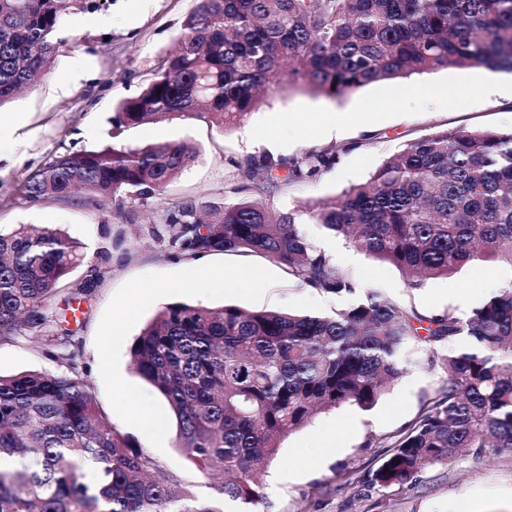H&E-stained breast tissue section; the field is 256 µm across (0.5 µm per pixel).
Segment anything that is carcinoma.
<instances>
[{
	"label": "carcinoma",
	"instance_id": "1",
	"mask_svg": "<svg viewBox=\"0 0 512 512\" xmlns=\"http://www.w3.org/2000/svg\"><path fill=\"white\" fill-rule=\"evenodd\" d=\"M61 2L0 0V107L44 76ZM472 67L512 71V0H198L177 50L140 95L118 103L112 138L159 115L236 125L278 75L336 98ZM199 155L185 142L67 153L29 178L27 196L149 199ZM335 157H248L235 164L234 198L172 205L147 233L169 259L257 254L334 294L355 293L356 282L306 238V217L401 269L409 288L477 261L512 266V129L432 131L308 211L274 207L281 189L317 177ZM84 259L50 228L0 233V339L40 340L49 304L86 292L67 283ZM53 335L65 371L0 376V512H224L227 499L256 506V478L280 441L317 411L372 408L401 378L410 345L433 352L460 343L442 359L448 390L389 444L370 483L413 485L464 448L512 449V279L466 319L375 293L333 316L166 307L132 344V362L175 414L186 457L202 475L224 477L210 500L112 425L78 370L74 331L58 324Z\"/></svg>",
	"mask_w": 512,
	"mask_h": 512
}]
</instances>
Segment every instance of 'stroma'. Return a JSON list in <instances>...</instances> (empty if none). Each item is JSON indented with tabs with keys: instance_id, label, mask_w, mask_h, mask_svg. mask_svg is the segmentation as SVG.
<instances>
[{
	"instance_id": "stroma-1",
	"label": "stroma",
	"mask_w": 512,
	"mask_h": 512,
	"mask_svg": "<svg viewBox=\"0 0 512 512\" xmlns=\"http://www.w3.org/2000/svg\"><path fill=\"white\" fill-rule=\"evenodd\" d=\"M197 4L109 0L93 12L71 7L62 12L55 32L57 51L44 78L0 107V117L21 113L27 118L21 136L0 138V230L34 224L65 232L86 254L68 276L78 284L91 279L108 232L125 229L123 247L113 252L103 279L70 305H50L49 312L76 330L82 372L112 424L167 471L179 473L196 495L210 498L216 494L214 480L187 461L177 446L178 426L167 401L131 364L135 338L167 306L232 305L330 315L375 292L403 307L466 317L512 278V267L481 262L414 289L395 266L367 256L321 225L302 224L313 244L329 250L358 285L356 294L335 295L299 284L277 263L236 252L210 253V277L192 278L188 260L166 258L144 226L161 223L166 207L177 202L223 203L235 162L270 153L268 144H275L271 153L282 159L316 149L337 150L329 169L291 185L274 200L282 210L304 208L365 181L412 138L441 129L512 128V98L459 99L460 86L494 79L495 74L484 68H450L374 83L337 99L285 87L270 92L232 128L176 115L113 137L116 104L139 95L150 83ZM422 84L447 87L450 95L427 103L409 98V90ZM368 102L373 105L368 123L323 130L326 115L357 112ZM166 141L195 145L200 156L163 195L144 202L127 198L118 207H100L79 196L37 202L26 197L31 174L60 155L112 143L143 147ZM352 142L357 145L353 151L348 148ZM188 277L193 285L186 288L182 282ZM136 289L142 292L136 319L117 341L107 343L108 329L122 320ZM54 349L49 337L38 343L21 336L0 341V374L60 369L61 361L51 356ZM404 356L406 372L372 409L345 405L322 411L283 438L277 460L260 477L264 500L259 512H512L509 449L460 453L448 463L427 467L411 486L369 484V472L381 464L394 437L448 388L442 351L410 346Z\"/></svg>"
}]
</instances>
